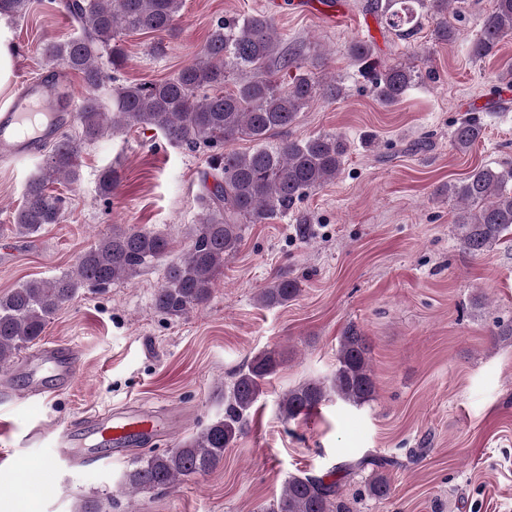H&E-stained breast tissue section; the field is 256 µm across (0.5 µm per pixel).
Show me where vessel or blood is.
<instances>
[{
  "label": "vessel or blood",
  "mask_w": 512,
  "mask_h": 512,
  "mask_svg": "<svg viewBox=\"0 0 512 512\" xmlns=\"http://www.w3.org/2000/svg\"><path fill=\"white\" fill-rule=\"evenodd\" d=\"M70 97L69 89L61 86L49 96L45 94L42 83L24 82L7 111L0 113V154L15 156L37 150L40 140L34 132L39 128L45 129L50 138H60L68 124L66 114H52L50 122L45 124L38 120L37 111ZM24 365L29 375V390L44 395L48 393L50 384L67 386L76 380L80 358L76 347L62 349L44 344L25 358ZM157 428L158 421L154 415H125L108 410L98 415L91 429H69L64 437L70 456L83 463H95L101 458V450L124 453L131 441L153 433Z\"/></svg>",
  "instance_id": "obj_1"
}]
</instances>
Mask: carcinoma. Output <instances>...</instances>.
I'll return each mask as SVG.
<instances>
[{
  "label": "carcinoma",
  "mask_w": 512,
  "mask_h": 512,
  "mask_svg": "<svg viewBox=\"0 0 512 512\" xmlns=\"http://www.w3.org/2000/svg\"><path fill=\"white\" fill-rule=\"evenodd\" d=\"M33 2L0 0V16L21 18ZM184 2L57 0L79 35L65 42L46 41L42 55L54 67L79 75L85 87L94 90L105 79L103 63L114 71L125 66L124 36L136 32L172 35ZM494 2V8L481 19L479 36L469 45L474 60L493 55L502 40L512 37V0ZM452 3L370 0L369 8L405 42L415 35L427 14L435 20V42L447 44L457 37L448 23ZM279 46L273 21L265 14L222 20L194 61L174 76L113 88L112 111H104L96 97L87 96L78 115L80 140L65 138L53 144L39 175L26 185L13 213L12 231L32 238L46 225L59 223L66 197L55 192L53 185L79 180L83 142L96 141L119 128L140 126L159 129L176 146L222 147L223 153L211 157L222 181L201 196L207 215L197 224L184 257L167 266L165 281L154 297L157 309L173 316L204 305L224 262L237 251L243 227L288 212L307 191L336 179L348 151L346 140L336 133L268 144L273 133L295 124L311 101L319 96L338 99L343 94L339 82L323 84L316 73L306 69L305 59L297 54L287 56ZM349 55L364 73L373 75L374 91L385 106L399 102L423 80L422 72L410 63H379L366 42L352 43ZM290 68L296 70L290 80L280 83L274 79L275 72ZM231 80L235 89L224 90ZM484 135L480 113L469 112L456 123L451 145L466 153ZM243 137L255 143L252 151L241 153L232 148ZM446 193L461 204L455 224L470 253L487 251L512 233V167H477L462 180L448 183ZM167 250L168 241L158 232L116 230L85 251L74 271L50 280H30L1 295L0 367H7L22 349L40 339L56 312L78 289L107 288L128 280ZM300 292L297 280L279 274L259 290L258 302L263 307L281 306ZM370 354L368 338L355 325L346 327L339 339L333 374L289 389L280 402L283 419L308 417L332 397L352 406L372 401L377 382ZM281 365L278 352L255 355L224 389V415L177 448L139 457L124 474V492L166 490L217 470L224 463L226 449L244 434L252 407ZM368 492L375 499L386 498L390 493L387 476L377 474ZM266 512L350 510L340 497L337 482L304 474L289 477Z\"/></svg>",
  "instance_id": "carcinoma-1"
}]
</instances>
